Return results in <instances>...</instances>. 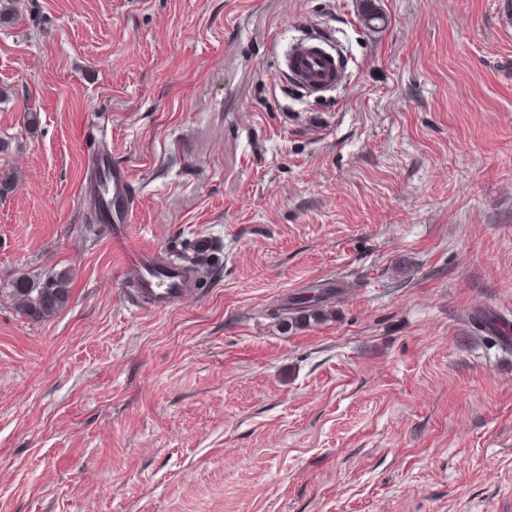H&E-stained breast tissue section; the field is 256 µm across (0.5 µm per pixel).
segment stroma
<instances>
[{
    "instance_id": "stroma-1",
    "label": "stroma",
    "mask_w": 512,
    "mask_h": 512,
    "mask_svg": "<svg viewBox=\"0 0 512 512\" xmlns=\"http://www.w3.org/2000/svg\"><path fill=\"white\" fill-rule=\"evenodd\" d=\"M16 6L0 512H512V0ZM315 35L345 75L313 100L277 59ZM104 149L131 245L207 242V287L156 308L85 231ZM322 283L323 322L272 316ZM68 271L54 272L42 282L27 277H16L10 283L9 293L20 303V312L34 321L50 318L62 309L70 297Z\"/></svg>"
}]
</instances>
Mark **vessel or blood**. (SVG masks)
Returning a JSON list of instances; mask_svg holds the SVG:
<instances>
[{"label":"vessel or blood","mask_w":512,"mask_h":512,"mask_svg":"<svg viewBox=\"0 0 512 512\" xmlns=\"http://www.w3.org/2000/svg\"><path fill=\"white\" fill-rule=\"evenodd\" d=\"M279 71L306 96L332 91L343 79L339 54L317 37L292 42L280 58ZM82 190L89 197H104L106 220L114 226L112 241L125 252L123 273L138 280L140 296L163 308L185 295L187 285L176 271L161 269L151 250L128 246V226L133 217L128 169L114 163L110 153L99 152L88 161Z\"/></svg>","instance_id":"obj_1"}]
</instances>
